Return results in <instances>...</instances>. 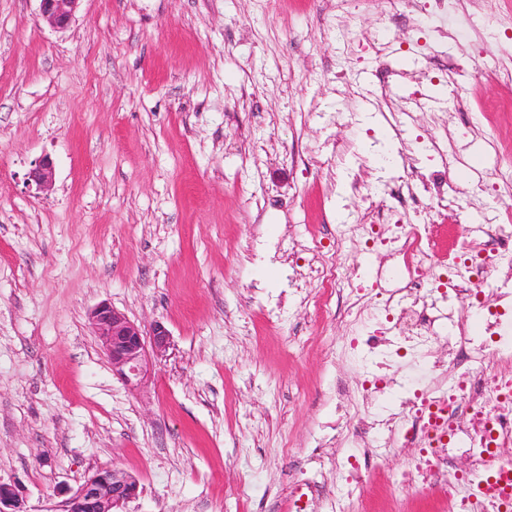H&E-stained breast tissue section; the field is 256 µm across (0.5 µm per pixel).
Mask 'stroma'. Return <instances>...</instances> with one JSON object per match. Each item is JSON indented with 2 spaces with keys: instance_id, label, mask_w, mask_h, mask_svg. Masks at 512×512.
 Wrapping results in <instances>:
<instances>
[{
  "instance_id": "1",
  "label": "stroma",
  "mask_w": 512,
  "mask_h": 512,
  "mask_svg": "<svg viewBox=\"0 0 512 512\" xmlns=\"http://www.w3.org/2000/svg\"><path fill=\"white\" fill-rule=\"evenodd\" d=\"M431 169L453 191L424 282L458 222L512 208V0H81L63 31L0 0V483L54 512L117 468L126 512H288L362 381L317 269L373 279L356 225ZM102 302L170 332L140 390L88 322ZM406 462L386 452L353 512H442L390 488ZM29 179L34 181L40 189L51 188L55 180L53 162L47 157L40 159L30 171Z\"/></svg>"
}]
</instances>
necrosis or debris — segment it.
I'll return each mask as SVG.
<instances>
[{"mask_svg":"<svg viewBox=\"0 0 512 512\" xmlns=\"http://www.w3.org/2000/svg\"><path fill=\"white\" fill-rule=\"evenodd\" d=\"M392 194L419 222L411 226L383 216L361 225L362 237L385 247L389 259L376 271L377 302L364 303L357 279L340 266L326 264L321 270L326 297H347L349 361L368 376L356 392H336L338 401L356 409L352 438L358 449L336 456L330 446L341 430L322 425L304 466L331 467L336 488L303 480L288 499V512H309L320 502L331 512H346V502L361 497L382 463L362 445L368 434L381 447L406 452L397 483L418 491L437 488L448 512H500L493 496L471 494L469 480L483 471L487 448L495 449L501 467L512 470V375L500 371L512 364V212L491 214L481 225H462L444 285L428 287L417 274L432 261L427 232L435 213L425 205L422 190L398 186ZM451 295L478 302L480 326L454 320L444 306ZM443 338L448 341L444 360L434 355ZM462 457L470 460V470L451 471V463Z\"/></svg>","mask_w":512,"mask_h":512,"instance_id":"obj_1","label":"necrosis or debris"}]
</instances>
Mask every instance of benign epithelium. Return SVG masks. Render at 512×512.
<instances>
[{"label":"benign epithelium","mask_w":512,"mask_h":512,"mask_svg":"<svg viewBox=\"0 0 512 512\" xmlns=\"http://www.w3.org/2000/svg\"><path fill=\"white\" fill-rule=\"evenodd\" d=\"M80 0H39L46 23L64 30L73 20ZM29 179L41 189L55 180L53 162L44 157L35 163ZM95 336L112 364V371L132 390L142 388L151 374L153 360L165 355L170 333L161 322L144 329L125 313L100 303L88 313ZM139 492L138 479L115 469H101L88 476L63 501L61 512H123V506ZM0 512H25L12 486L0 483Z\"/></svg>","instance_id":"benign-epithelium-1"}]
</instances>
